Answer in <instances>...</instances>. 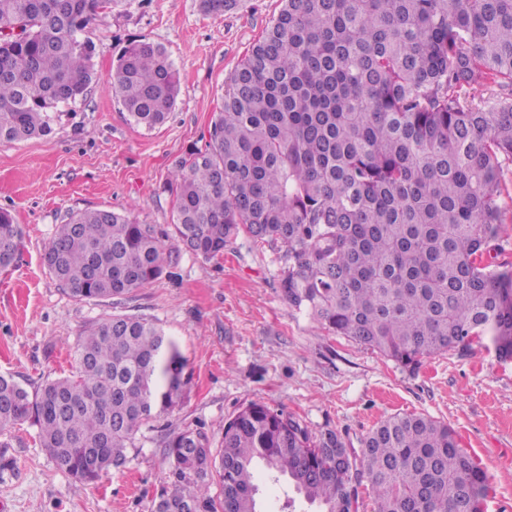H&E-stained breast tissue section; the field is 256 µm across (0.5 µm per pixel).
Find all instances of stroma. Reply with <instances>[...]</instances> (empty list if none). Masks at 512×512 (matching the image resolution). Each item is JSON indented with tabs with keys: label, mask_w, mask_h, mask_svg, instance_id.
I'll list each match as a JSON object with an SVG mask.
<instances>
[{
	"label": "stroma",
	"mask_w": 512,
	"mask_h": 512,
	"mask_svg": "<svg viewBox=\"0 0 512 512\" xmlns=\"http://www.w3.org/2000/svg\"><path fill=\"white\" fill-rule=\"evenodd\" d=\"M280 8L281 0H243L206 16L198 0H123L88 33L98 53L85 96L58 107L50 135L0 142V208L23 231L14 265L0 269V375L34 384L68 376L90 323L135 314L177 343L189 378L182 402L138 432L125 467L78 491L36 428L0 433V512H152L169 469L163 427L201 426L218 444L224 422L253 402L297 415L312 434L335 430L356 457L392 415L447 422L488 476L485 512H512V361L492 344L434 354L408 371L290 308L278 251L244 236L212 260L173 254L159 279L116 304L75 300L44 266L56 226L74 212L172 223L166 187L176 161L204 147L226 78ZM140 39L162 45L180 74L172 112L151 130L112 88L118 54Z\"/></svg>",
	"instance_id": "stroma-1"
}]
</instances>
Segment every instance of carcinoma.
I'll return each mask as SVG.
<instances>
[{
    "label": "carcinoma",
    "instance_id": "carcinoma-1",
    "mask_svg": "<svg viewBox=\"0 0 512 512\" xmlns=\"http://www.w3.org/2000/svg\"><path fill=\"white\" fill-rule=\"evenodd\" d=\"M117 0H0V142L51 132L83 97L87 28ZM228 78L205 148L176 163L170 230L84 210L57 226L44 265L81 301L128 299L164 272L165 241L205 260L244 235L282 252L284 300L328 331L410 371L489 340L512 359V262L499 248L502 163L512 161V0H281ZM241 0H199L221 15ZM180 77L165 48L124 47L113 89L151 129ZM22 230L0 208V269ZM76 371L33 389L0 375V432L25 421L77 486L126 464L141 427L174 409L186 360L156 322L100 318L77 338ZM169 461L154 512H259V480L317 512H352L367 481L375 512H484L486 472L453 429L395 414L355 461L334 430L251 403L207 432L161 441ZM218 476L220 494L211 495Z\"/></svg>",
    "mask_w": 512,
    "mask_h": 512
}]
</instances>
